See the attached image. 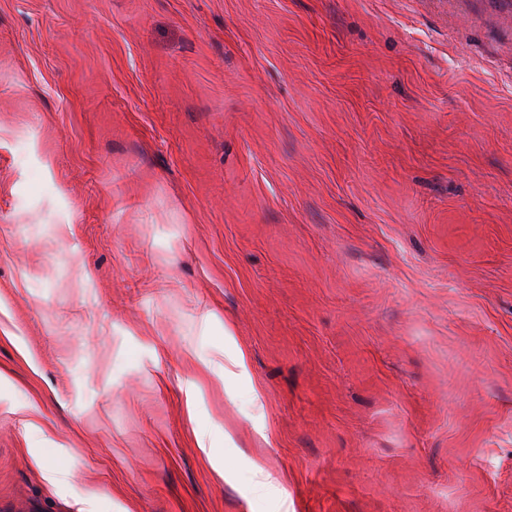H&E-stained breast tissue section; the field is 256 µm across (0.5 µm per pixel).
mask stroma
Masks as SVG:
<instances>
[{
    "label": "stroma",
    "instance_id": "obj_1",
    "mask_svg": "<svg viewBox=\"0 0 512 512\" xmlns=\"http://www.w3.org/2000/svg\"><path fill=\"white\" fill-rule=\"evenodd\" d=\"M0 512H512V0H0Z\"/></svg>",
    "mask_w": 512,
    "mask_h": 512
}]
</instances>
